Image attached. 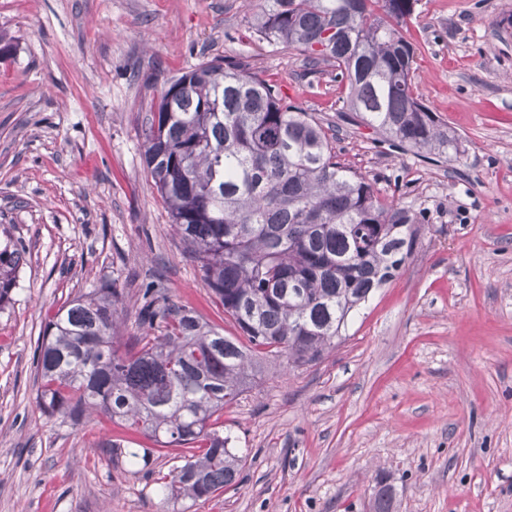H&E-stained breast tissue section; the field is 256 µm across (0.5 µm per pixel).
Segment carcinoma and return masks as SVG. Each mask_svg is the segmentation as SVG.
I'll return each instance as SVG.
<instances>
[{
    "mask_svg": "<svg viewBox=\"0 0 512 512\" xmlns=\"http://www.w3.org/2000/svg\"><path fill=\"white\" fill-rule=\"evenodd\" d=\"M249 37L320 66L342 88L334 102L357 124L446 161L460 136L421 103L409 74L416 50L402 33L418 0H263ZM336 135L288 103L281 81L235 57L172 75L151 104L143 163L173 227L239 336L145 288L140 334L114 346L123 293L103 281L60 307L38 338L39 409L77 425L93 413L182 451L164 501L207 500L240 483L224 408L263 363L319 360L350 314L399 274L421 218L381 198L337 161ZM26 250L0 249V305ZM116 462L153 472L154 450L112 440ZM374 512H392L380 485Z\"/></svg>",
    "mask_w": 512,
    "mask_h": 512,
    "instance_id": "1",
    "label": "carcinoma"
}]
</instances>
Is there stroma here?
Instances as JSON below:
<instances>
[{"instance_id": "35a3bbf8", "label": "stroma", "mask_w": 512, "mask_h": 512, "mask_svg": "<svg viewBox=\"0 0 512 512\" xmlns=\"http://www.w3.org/2000/svg\"><path fill=\"white\" fill-rule=\"evenodd\" d=\"M254 0H0V246L27 254L0 307V512H167L153 475L98 448L143 438L104 415L43 414L37 340L103 280L136 334L152 281L225 335L142 161L152 101L179 70L243 56L286 72L288 102L337 130L336 153L380 196L422 215L399 274L334 348L272 361L224 411L238 486L187 512H512V0H419L406 34L421 102L461 137L452 162L396 148L333 110L336 85L292 78L295 56L244 37Z\"/></svg>"}]
</instances>
